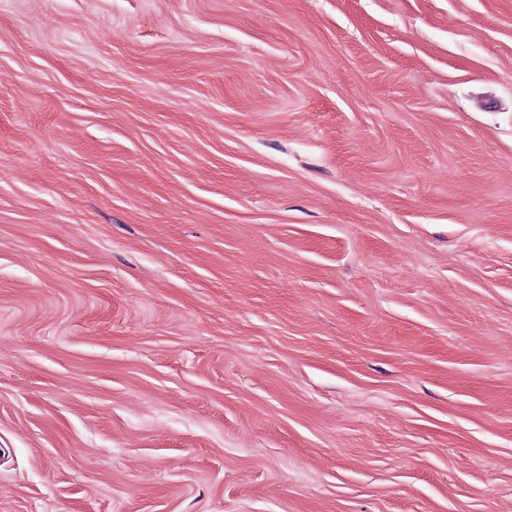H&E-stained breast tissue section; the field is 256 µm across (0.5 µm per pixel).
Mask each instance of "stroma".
<instances>
[{"instance_id":"obj_1","label":"stroma","mask_w":512,"mask_h":512,"mask_svg":"<svg viewBox=\"0 0 512 512\" xmlns=\"http://www.w3.org/2000/svg\"><path fill=\"white\" fill-rule=\"evenodd\" d=\"M0 512H512V0H0Z\"/></svg>"}]
</instances>
